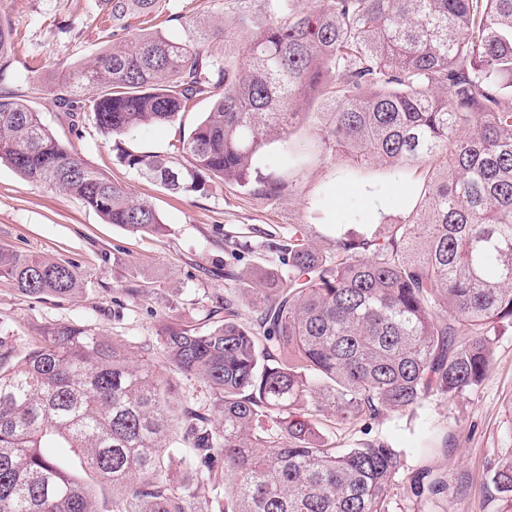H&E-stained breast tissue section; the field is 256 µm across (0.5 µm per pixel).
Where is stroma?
I'll return each instance as SVG.
<instances>
[{"label": "stroma", "mask_w": 512, "mask_h": 512, "mask_svg": "<svg viewBox=\"0 0 512 512\" xmlns=\"http://www.w3.org/2000/svg\"><path fill=\"white\" fill-rule=\"evenodd\" d=\"M259 16L258 0H224L207 9L200 0H158L148 30H179L178 16L209 24L217 15ZM0 16L14 31L11 64L0 72V92L24 99L44 125L90 166L148 200L167 230L159 236L134 235L106 223L80 200L32 184L10 166L0 165V247L55 259L76 267L82 289L70 296L35 299L0 279V328L16 354L34 344L39 330L53 323H77L123 340L136 360L166 372L158 343L162 320L203 325L214 296L237 293L240 281L224 277L256 266L279 268L264 248L268 234L287 236L302 225L323 251L337 233L368 224H398L406 211L393 197L398 184L390 168H354L322 145V131L300 126L290 143L266 146L258 167L263 174H288L295 189L277 200L249 195L215 181L203 195L183 196L142 178L119 162L112 139L89 121L72 126L56 107L48 78L63 66L91 61L105 45L93 0H0ZM30 68L29 80L18 79ZM306 141L317 149L307 166L289 170L288 147ZM238 236L228 253L225 238ZM335 445L352 448L378 440L402 453V468L387 499L388 512H501L500 501L485 493L489 464L512 451V328L501 327L483 383L454 400L431 397L421 408L384 411L357 426L327 430ZM429 472L448 485L445 494L416 496L413 479Z\"/></svg>", "instance_id": "obj_1"}]
</instances>
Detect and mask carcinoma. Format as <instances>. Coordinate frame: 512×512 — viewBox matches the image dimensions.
Wrapping results in <instances>:
<instances>
[{
	"instance_id": "1",
	"label": "carcinoma",
	"mask_w": 512,
	"mask_h": 512,
	"mask_svg": "<svg viewBox=\"0 0 512 512\" xmlns=\"http://www.w3.org/2000/svg\"><path fill=\"white\" fill-rule=\"evenodd\" d=\"M157 0H94L112 49L63 69L56 106L86 114L118 159L185 196L211 182L281 198L286 176L256 163L264 148L315 117L336 154L400 176L408 220L318 249L300 225L267 243L288 267L259 269L252 288L215 298L206 328L165 324L168 365L206 387L208 401H169L172 381L135 364L93 329L58 323L17 357L0 335V512H388L401 467L383 442L338 448L318 429L327 412L359 423L383 410L454 399L485 380L495 325L512 324V0H261L264 19L181 24L169 38L129 19ZM238 42L234 65L210 50ZM14 39L0 17V67ZM209 112L169 155L133 145L173 124L200 95ZM317 100L320 110L304 112ZM444 157L428 178L414 167ZM0 163L81 200L135 233L165 229L154 207L89 167L23 100L0 94ZM0 278L35 298L81 289L75 270L0 248ZM258 315L242 319L239 304ZM222 408L215 423L207 403ZM190 449L194 478L170 477V432ZM491 483L512 501V453ZM417 494L446 493L423 473Z\"/></svg>"
}]
</instances>
